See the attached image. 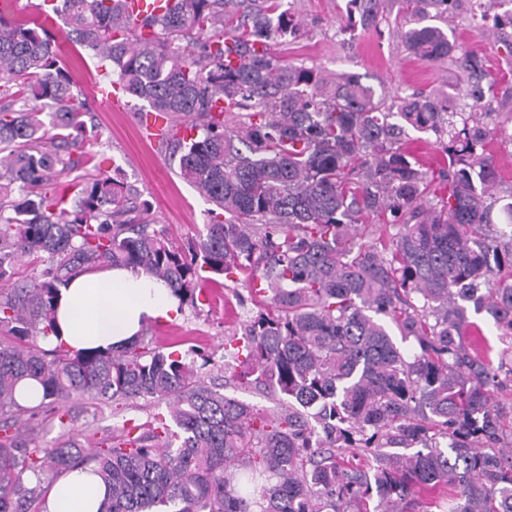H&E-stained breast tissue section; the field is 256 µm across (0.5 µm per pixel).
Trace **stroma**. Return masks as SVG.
Returning <instances> with one entry per match:
<instances>
[{
  "instance_id": "1",
  "label": "stroma",
  "mask_w": 512,
  "mask_h": 512,
  "mask_svg": "<svg viewBox=\"0 0 512 512\" xmlns=\"http://www.w3.org/2000/svg\"><path fill=\"white\" fill-rule=\"evenodd\" d=\"M347 3L348 0H288L289 12L300 24L299 35L288 43L269 41V52L325 78L353 75L364 85L400 96L441 91L448 97L449 111H466L467 87L457 60L429 63L406 49L401 34L413 22L400 0H385L378 26L358 30L353 37L343 32ZM51 30L95 114L98 135L86 141L85 151L104 154L108 169H119L125 181L141 191L151 204L157 228L165 230L170 239L179 243L196 235L206 222L209 204L178 177L177 162L157 142L143 135L137 112L144 109V101L133 100V108L127 112L101 105L95 89L101 80L99 60L72 47L63 20L52 23ZM448 37L458 44L460 51L481 57L485 71L496 77L492 109L500 124L512 132V28L493 21L475 28L467 10L462 9L449 18ZM209 289L213 296L209 304L199 309L186 306L176 317L147 323L146 338L169 352L184 354L194 347L213 354V365L202 371L207 385L258 407H268V400L257 392L237 389L225 382L224 342L253 311L252 304L242 305L236 299L237 293L245 292L246 287L241 282H219L210 284ZM165 409V403L142 400L126 413L116 414L111 408L85 398L74 403L76 421L69 435H62L52 415L46 414L29 437L42 447L56 446L66 437L79 447L92 448L109 443L113 434L122 429L125 418L144 422L151 414Z\"/></svg>"
}]
</instances>
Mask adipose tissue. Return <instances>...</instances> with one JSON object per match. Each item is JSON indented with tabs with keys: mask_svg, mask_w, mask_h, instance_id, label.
I'll use <instances>...</instances> for the list:
<instances>
[{
	"mask_svg": "<svg viewBox=\"0 0 512 512\" xmlns=\"http://www.w3.org/2000/svg\"><path fill=\"white\" fill-rule=\"evenodd\" d=\"M179 313L170 288L130 268H106L74 277L61 288L57 333L74 349L116 347L147 322ZM107 489L91 471L74 470L47 493L50 512H99Z\"/></svg>",
	"mask_w": 512,
	"mask_h": 512,
	"instance_id": "adipose-tissue-1",
	"label": "adipose tissue"
}]
</instances>
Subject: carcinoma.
Instances as JSON below:
<instances>
[{
	"mask_svg": "<svg viewBox=\"0 0 512 512\" xmlns=\"http://www.w3.org/2000/svg\"><path fill=\"white\" fill-rule=\"evenodd\" d=\"M511 1L469 0L471 18ZM356 2L361 26L375 25L384 0ZM457 2L403 0L418 16L402 35L412 54L448 59L454 44L431 21ZM11 4L0 0V512H49L22 474L90 462L108 490L102 512H413L416 490L439 487L425 512H512L492 348L461 342L470 303L512 340V203L505 228L485 232L507 183L491 146L512 134L493 122L495 83L477 58H460L476 79L471 111L450 112L435 92L377 94L270 55L262 45L299 33L285 0H178L139 23L124 0H57L33 21ZM56 17L109 66L103 80L189 129L159 140L212 204L186 244L154 227L149 202L99 154L73 157L96 125L51 38ZM411 129L442 146L440 195ZM39 253L40 273L15 279L17 261ZM108 266L195 309L213 276L244 281L257 312L224 343V367L279 409L206 386L212 359L197 349L200 366L144 336L106 351L41 348L60 288ZM389 323L419 352L401 350ZM25 383L37 404L18 401ZM85 395L117 413L138 399L170 411L125 420L86 454L24 443L21 416L33 426L48 408L65 432Z\"/></svg>",
	"mask_w": 512,
	"mask_h": 512,
	"instance_id": "cac0c4a2",
	"label": "carcinoma"
}]
</instances>
